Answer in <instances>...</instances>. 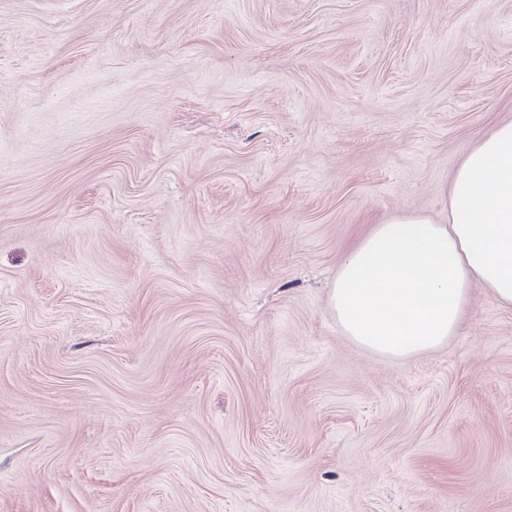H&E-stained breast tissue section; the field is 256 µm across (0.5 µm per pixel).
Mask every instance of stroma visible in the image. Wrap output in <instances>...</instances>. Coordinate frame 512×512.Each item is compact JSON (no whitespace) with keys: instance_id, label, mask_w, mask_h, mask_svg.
Here are the masks:
<instances>
[{"instance_id":"obj_1","label":"stroma","mask_w":512,"mask_h":512,"mask_svg":"<svg viewBox=\"0 0 512 512\" xmlns=\"http://www.w3.org/2000/svg\"><path fill=\"white\" fill-rule=\"evenodd\" d=\"M511 121L512 0H0V512H512V306L329 304Z\"/></svg>"}]
</instances>
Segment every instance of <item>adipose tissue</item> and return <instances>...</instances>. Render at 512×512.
Listing matches in <instances>:
<instances>
[{"mask_svg": "<svg viewBox=\"0 0 512 512\" xmlns=\"http://www.w3.org/2000/svg\"><path fill=\"white\" fill-rule=\"evenodd\" d=\"M476 281L512 305V122L467 155L447 220L375 225L342 260L329 303L354 343L407 358L454 335Z\"/></svg>", "mask_w": 512, "mask_h": 512, "instance_id": "adipose-tissue-1", "label": "adipose tissue"}]
</instances>
